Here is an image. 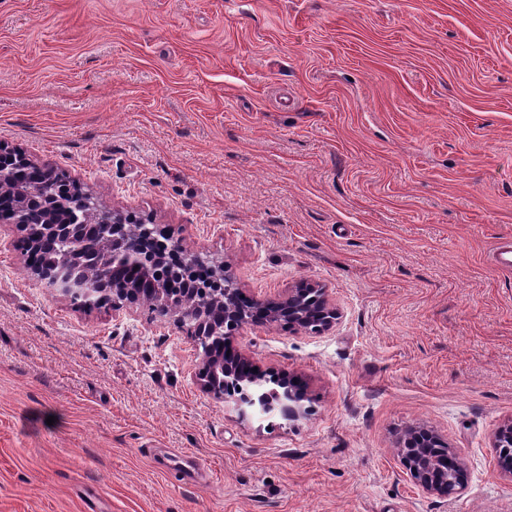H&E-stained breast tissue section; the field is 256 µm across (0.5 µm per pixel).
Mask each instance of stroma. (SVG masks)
<instances>
[{
    "label": "stroma",
    "instance_id": "obj_1",
    "mask_svg": "<svg viewBox=\"0 0 512 512\" xmlns=\"http://www.w3.org/2000/svg\"><path fill=\"white\" fill-rule=\"evenodd\" d=\"M0 143L340 314L237 334L313 407L243 422L186 331L74 305L0 223V512H512V0H0ZM410 425L456 497L411 482ZM492 448L502 470L512 477V421L495 432ZM439 445L447 446L438 433L424 426L412 425L400 436L395 448L404 468L420 490L429 495L449 498L465 487L464 467L457 455L451 452L448 461L441 460L438 456L447 458V453L446 448H437ZM449 473L455 475L456 479L449 480ZM450 483H457V486L452 489Z\"/></svg>",
    "mask_w": 512,
    "mask_h": 512
}]
</instances>
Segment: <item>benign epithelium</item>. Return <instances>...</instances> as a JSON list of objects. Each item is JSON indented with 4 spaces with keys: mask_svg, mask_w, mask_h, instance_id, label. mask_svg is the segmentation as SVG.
<instances>
[{
    "mask_svg": "<svg viewBox=\"0 0 512 512\" xmlns=\"http://www.w3.org/2000/svg\"><path fill=\"white\" fill-rule=\"evenodd\" d=\"M37 170L49 190L40 197H32L20 208L21 217L14 220L24 232L22 247L34 252L40 241L28 232L31 213L47 231L69 235L73 207L91 204L92 198L72 189L74 183L54 174L50 167L36 166L27 155L15 148L0 145V187L5 182L16 181V176ZM158 228L141 224L131 234L126 229L125 217L117 211L105 212L99 224L84 226L86 245L97 246V238L112 242V248L103 252L101 269L110 263L134 261L147 276L163 269L168 275L151 280L145 289L138 282L113 280L112 289L101 288V282L75 273L77 258L61 251L34 273L48 280L50 286L72 302L85 306L102 307L106 304L119 310L126 304L142 300L144 293L151 294L162 315H170L179 327L195 337L200 361L195 378L201 388L212 398L231 402L243 419L270 418L279 415L285 421H295L310 412L304 405L309 400L307 390L299 379L287 372L264 371L256 368L248 357L233 346L237 333L246 326L283 324L290 329L323 333L336 325L339 313L327 299L321 285L303 280L288 289V295L278 298H257L245 295L235 283H226L224 261L210 256L190 255L178 243L164 245L157 237ZM189 264H201L212 269V287L185 288L172 295L176 285L169 276ZM247 387L232 397L225 395V387ZM445 444L435 431L420 425L408 427L400 436L396 451L413 483L424 493L449 498L465 487L464 467L457 455L450 453L441 460L431 449ZM492 448L502 470L512 476V421L495 432Z\"/></svg>",
    "mask_w": 512,
    "mask_h": 512,
    "instance_id": "benign-epithelium-1",
    "label": "benign epithelium"
}]
</instances>
